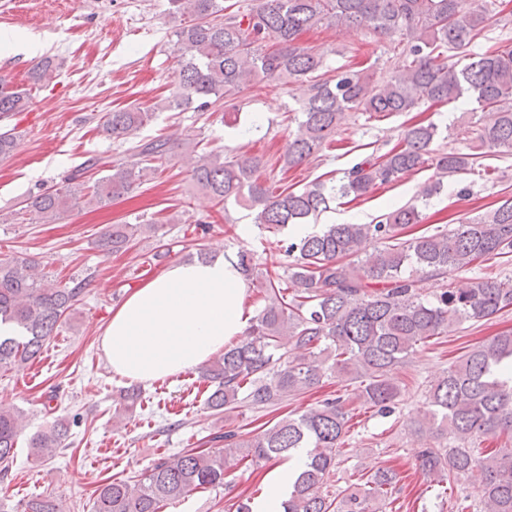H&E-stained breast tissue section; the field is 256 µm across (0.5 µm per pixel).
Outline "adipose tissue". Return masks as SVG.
Instances as JSON below:
<instances>
[{
	"mask_svg": "<svg viewBox=\"0 0 512 512\" xmlns=\"http://www.w3.org/2000/svg\"><path fill=\"white\" fill-rule=\"evenodd\" d=\"M247 282L233 255L175 263L112 312L100 345L113 373L144 384L174 377L223 352L242 335ZM305 451L273 468L255 512H279Z\"/></svg>",
	"mask_w": 512,
	"mask_h": 512,
	"instance_id": "ef3b65f1",
	"label": "adipose tissue"
}]
</instances>
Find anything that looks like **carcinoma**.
Instances as JSON below:
<instances>
[{
    "mask_svg": "<svg viewBox=\"0 0 512 512\" xmlns=\"http://www.w3.org/2000/svg\"><path fill=\"white\" fill-rule=\"evenodd\" d=\"M187 21L176 31L179 69L171 110L192 104L204 111L233 109L245 88L276 82L298 86L296 127L280 157L290 169L319 154L333 141L350 114L383 118L413 111L420 104L447 105L468 97L489 121L472 130L469 151L435 152L438 126L414 122L387 152L372 153L343 172L339 185L321 181L295 190L262 178L265 164L248 154L198 153L199 142L182 139L197 186L219 203L233 199L257 210L263 229H284L316 220L336 196L359 199L371 190L434 166L437 179L422 190L430 198L443 179L467 174L488 152L512 155V39L497 38L481 53L471 48L488 39L494 25L512 24L508 0H256L243 13L227 12L223 0H170ZM344 27L387 38L401 45L409 63L381 82L371 67L326 70L325 53L303 46L300 37L319 26ZM467 63L448 62V53ZM29 93L0 83V118L27 109ZM153 113L139 106L104 116L102 131L127 140L147 125ZM161 136L128 148L130 160L109 166V174L87 186L82 174L62 186L33 196L15 215L32 208L54 223L80 204L106 207L128 195L154 172L151 162L170 151ZM17 147L14 129L0 133V160ZM416 205L393 209L371 224H328L320 232L281 240L288 258L287 277L263 273L253 256L238 255L246 280L259 282L263 306L246 335L206 365L207 406L229 414L242 405L267 410L317 389L323 379L348 374L359 381L354 398L382 414L397 408L401 387L393 372L408 363L418 346L465 323H486L512 310V277H474L459 282L451 275L492 256L512 254V197L478 211L453 229L435 227L411 238L423 222ZM157 229L154 219L111 224L99 246L126 250ZM380 240L372 252L366 244ZM433 279L429 295L420 282ZM84 283L45 284L37 262L0 260V370L37 358L55 335ZM347 399L319 400L245 439L235 430L216 432V447L184 449L160 458L144 473L98 486L94 512H161L165 503L209 487L224 485L230 464L289 458L307 450L305 468L294 480L283 512H372V502L395 493L396 474L380 469L364 485L337 482L342 445L349 432ZM428 410L418 423L426 434L416 466L437 485L471 482L460 489L456 512H512V329L467 347L455 365L430 385ZM20 411L0 404V475L10 471L17 448ZM69 425L56 420L29 440L31 453L51 457L63 447ZM505 438V447L488 449L489 438ZM14 512H66L53 494L33 496Z\"/></svg>",
    "mask_w": 512,
    "mask_h": 512,
    "instance_id": "carcinoma-1",
    "label": "carcinoma"
}]
</instances>
